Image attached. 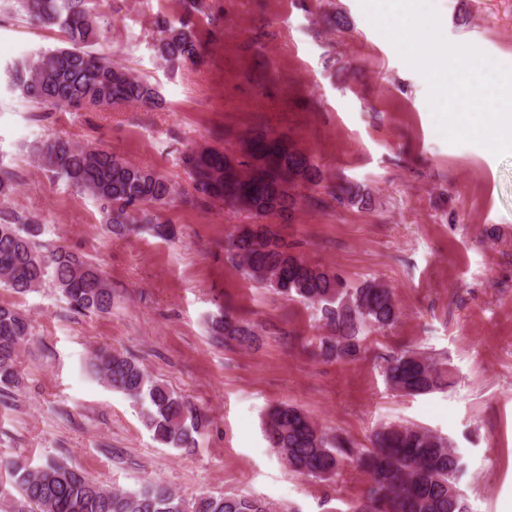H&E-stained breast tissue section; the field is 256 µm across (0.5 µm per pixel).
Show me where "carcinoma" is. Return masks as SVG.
<instances>
[{"label":"carcinoma","mask_w":512,"mask_h":512,"mask_svg":"<svg viewBox=\"0 0 512 512\" xmlns=\"http://www.w3.org/2000/svg\"><path fill=\"white\" fill-rule=\"evenodd\" d=\"M13 8L35 25L58 28L67 43L10 67V89L28 102L56 109L93 108L92 93L105 85L111 106H160L159 93L149 81L110 56L89 50L102 37L100 0H14ZM157 29L155 52L167 66L201 59L203 46L188 21L176 25L163 19ZM31 152L39 168L99 203L112 235L124 236L132 224H149L155 237L177 238L175 227L154 214L177 193L176 186L152 168L61 137L38 141ZM240 153L238 158L208 145L184 153L182 163L195 191L185 202H218L257 218L280 216L300 204L299 188L330 180L311 157L272 134L253 135L241 143ZM333 198L362 209L374 202L369 192L348 183L333 185ZM40 235L41 225L31 219L0 217V286L25 294L50 284L78 311H111L112 288L102 271L64 246L43 244ZM224 251L249 281L316 311L318 334L309 345L318 358L355 360L370 334L398 319L390 288L376 280L349 287L336 270L305 260L298 245L272 224L239 227L224 239ZM211 325L216 340L226 344L250 347L259 341L253 328L229 310L213 316ZM31 331L26 315L0 304L1 391L19 386L18 353ZM380 359L386 383L397 392L422 395L450 384L444 364L423 351L405 350ZM89 369L141 408L155 440L187 451L199 447L210 423L208 413L152 377L136 359L100 349ZM264 432L294 473L329 481L346 460L365 472V494L351 512H467L458 483L462 457L448 439L426 428L386 423L372 433L369 447L356 448L330 437L299 409L278 405L267 413ZM7 468L12 483L0 487V512H274L272 505L238 494L188 500L158 483L113 490L55 459L39 469L20 461Z\"/></svg>","instance_id":"obj_1"}]
</instances>
